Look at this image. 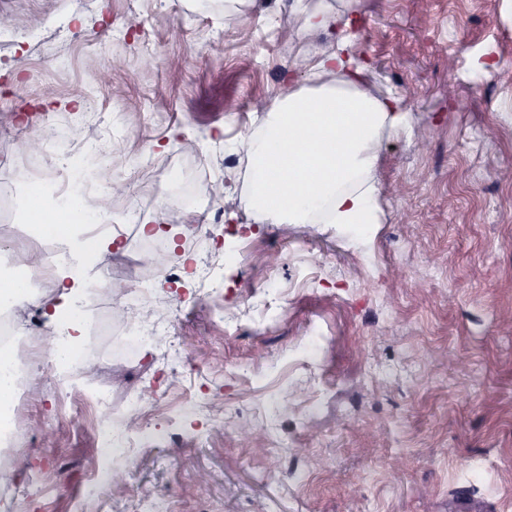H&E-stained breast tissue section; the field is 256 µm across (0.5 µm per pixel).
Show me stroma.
<instances>
[{
    "instance_id": "1",
    "label": "stroma",
    "mask_w": 512,
    "mask_h": 512,
    "mask_svg": "<svg viewBox=\"0 0 512 512\" xmlns=\"http://www.w3.org/2000/svg\"><path fill=\"white\" fill-rule=\"evenodd\" d=\"M321 5L353 20L362 89L406 111L370 145L380 221L255 224L249 140L283 79L308 86L309 64L335 49L334 33L304 25ZM1 16L0 149L24 156L47 115L69 137V171L110 140L127 185L113 219L226 215L223 318L182 274L148 308L173 319L170 336L113 362L101 340L85 379L118 413L149 384L170 407L189 391L206 403L141 449L110 512L163 489L173 512H455L463 496L512 512V183L496 176L512 167V83L482 73L512 61V0H0ZM126 259L151 267L140 236L103 257L96 284L118 287L111 268ZM168 350L192 365L163 367ZM15 405L44 443L52 381ZM53 441L70 486L46 477L36 501L0 488V512H73L92 412Z\"/></svg>"
}]
</instances>
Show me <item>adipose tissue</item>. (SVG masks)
Returning <instances> with one entry per match:
<instances>
[{"label": "adipose tissue", "mask_w": 512, "mask_h": 512, "mask_svg": "<svg viewBox=\"0 0 512 512\" xmlns=\"http://www.w3.org/2000/svg\"><path fill=\"white\" fill-rule=\"evenodd\" d=\"M305 26L315 32L335 31V50L322 55L309 69L314 86L283 84L271 108L272 116L251 137L248 197L255 223L374 224L378 221L376 187L371 173L376 155L369 144L383 121L401 126L402 102L380 99L360 87L365 71L359 60L350 19L328 9L307 12ZM45 209L59 216L40 229L44 240L68 247L78 265H62L52 274L49 349L62 363L81 362L94 369L96 359L84 352V324L76 304L96 265L116 242L111 234L98 237L85 249L80 232L88 221L110 219L107 205L90 211L74 198L49 200Z\"/></svg>", "instance_id": "obj_1"}]
</instances>
